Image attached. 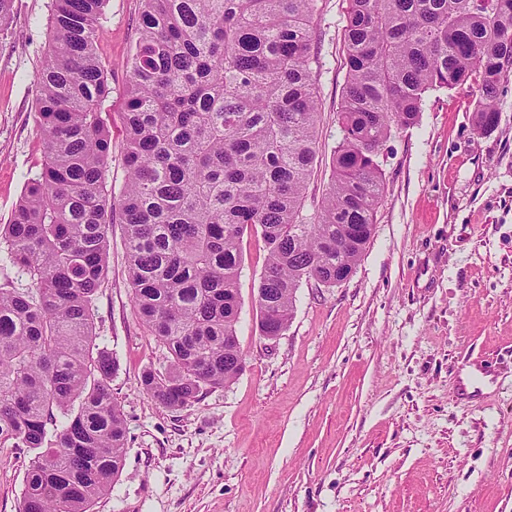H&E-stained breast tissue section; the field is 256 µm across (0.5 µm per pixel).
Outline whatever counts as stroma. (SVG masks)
<instances>
[{
	"instance_id": "35a3bbf8",
	"label": "stroma",
	"mask_w": 512,
	"mask_h": 512,
	"mask_svg": "<svg viewBox=\"0 0 512 512\" xmlns=\"http://www.w3.org/2000/svg\"><path fill=\"white\" fill-rule=\"evenodd\" d=\"M52 0H15L0 34V224L41 160L34 109ZM312 46L320 206L340 133L347 0H318ZM141 0H108L99 52L121 112ZM477 84L430 93L381 148L385 192L350 278L296 293L276 341L257 328L266 252L245 237L229 385L178 409L140 386L166 350L141 326L124 227L108 233L95 328L117 359L124 470L93 512H512V76L478 133ZM31 457L0 448V512H17Z\"/></svg>"
}]
</instances>
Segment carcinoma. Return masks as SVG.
Masks as SVG:
<instances>
[{
	"label": "carcinoma",
	"mask_w": 512,
	"mask_h": 512,
	"mask_svg": "<svg viewBox=\"0 0 512 512\" xmlns=\"http://www.w3.org/2000/svg\"><path fill=\"white\" fill-rule=\"evenodd\" d=\"M14 2L0 0V33ZM316 2L142 0L116 198L106 0H53L35 109L41 168L0 224V272L14 274L0 283V448L34 452L19 512H92L123 465L116 359L94 330L111 224H124L140 323L171 356L141 386L183 407L240 374L244 237L259 234L266 251L260 335L282 333L302 282L333 288L361 260L385 190L380 146L417 123L428 92L475 77V129L498 124L512 0H347L341 138L321 207L304 213Z\"/></svg>",
	"instance_id": "1"
}]
</instances>
